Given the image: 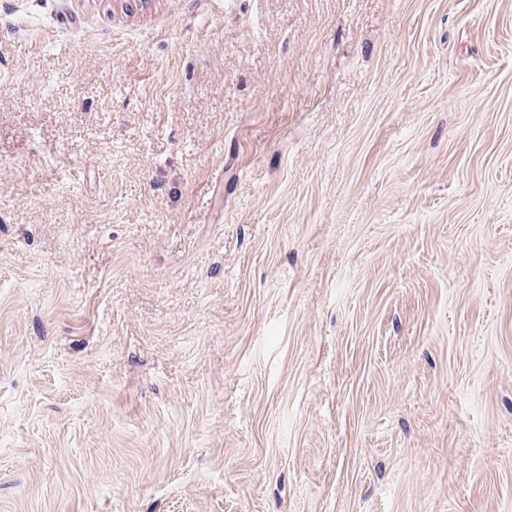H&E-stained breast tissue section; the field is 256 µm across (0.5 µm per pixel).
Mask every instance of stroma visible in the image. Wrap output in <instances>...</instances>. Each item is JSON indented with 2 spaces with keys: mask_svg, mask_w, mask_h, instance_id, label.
<instances>
[{
  "mask_svg": "<svg viewBox=\"0 0 512 512\" xmlns=\"http://www.w3.org/2000/svg\"><path fill=\"white\" fill-rule=\"evenodd\" d=\"M0 512H512V0H0Z\"/></svg>",
  "mask_w": 512,
  "mask_h": 512,
  "instance_id": "obj_1",
  "label": "stroma"
}]
</instances>
